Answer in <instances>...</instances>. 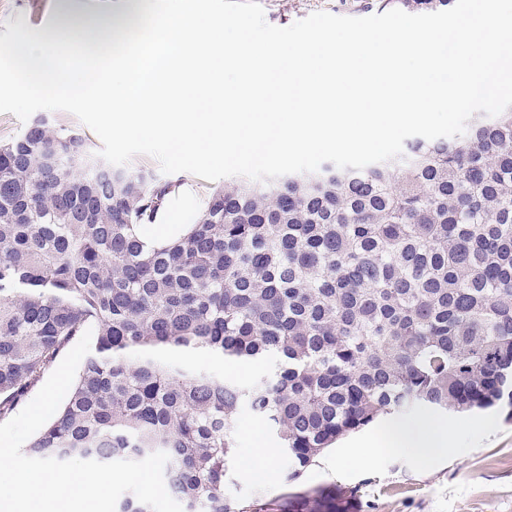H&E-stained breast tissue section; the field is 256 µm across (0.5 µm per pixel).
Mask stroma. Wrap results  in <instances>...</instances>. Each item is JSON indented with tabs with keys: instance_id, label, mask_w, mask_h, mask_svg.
Segmentation results:
<instances>
[{
	"instance_id": "35a3bbf8",
	"label": "stroma",
	"mask_w": 512,
	"mask_h": 512,
	"mask_svg": "<svg viewBox=\"0 0 512 512\" xmlns=\"http://www.w3.org/2000/svg\"><path fill=\"white\" fill-rule=\"evenodd\" d=\"M268 23L286 27L316 11L336 15H372L369 0H260ZM56 0H0V34L7 24L24 23L32 31L48 25ZM171 180L177 190L169 195L158 221L185 224L200 210L213 184L190 173H177ZM181 364L224 379L249 385L268 374L262 363L239 367L237 362L197 354H185ZM492 430L483 436L471 434V414L447 413L453 421L450 439L455 455L436 453L421 457L416 449L398 452L379 449L373 465H365V441L374 433L365 428L350 434L325 450L304 468L296 479L288 477V462L274 455L266 478L252 475L248 466L255 451V433L264 422L241 410L234 425L237 459L224 485L226 496L249 499L285 496L318 487L355 488L359 498L355 512H512V421L503 413L487 411Z\"/></svg>"
}]
</instances>
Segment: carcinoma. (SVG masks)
Listing matches in <instances>:
<instances>
[{
    "instance_id": "cac0c4a2",
    "label": "carcinoma",
    "mask_w": 512,
    "mask_h": 512,
    "mask_svg": "<svg viewBox=\"0 0 512 512\" xmlns=\"http://www.w3.org/2000/svg\"><path fill=\"white\" fill-rule=\"evenodd\" d=\"M452 0H373L446 10ZM173 184L40 118L0 145V418L94 336L32 458L163 451L186 512H353L358 490L224 496L234 422L263 418L296 476L384 415L512 408V107L362 170L214 189L149 244ZM262 360L249 387L166 356Z\"/></svg>"
}]
</instances>
